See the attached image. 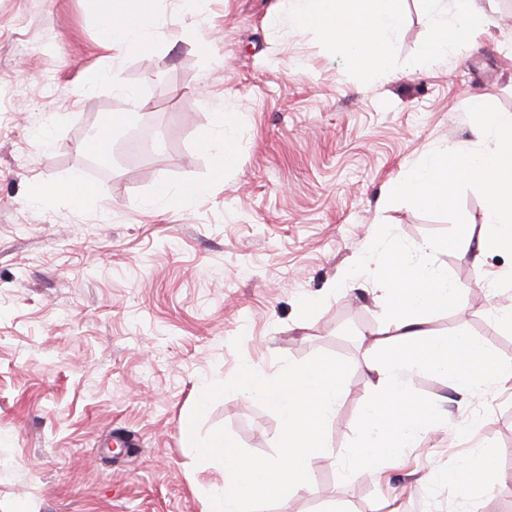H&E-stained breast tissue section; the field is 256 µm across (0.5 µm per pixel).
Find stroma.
Segmentation results:
<instances>
[{"label": "stroma", "instance_id": "obj_1", "mask_svg": "<svg viewBox=\"0 0 512 512\" xmlns=\"http://www.w3.org/2000/svg\"><path fill=\"white\" fill-rule=\"evenodd\" d=\"M278 0H153L163 27L193 36L113 59L99 44L92 0H0V512H204L224 484L220 463L199 472L181 427L204 381L240 363L277 372L319 353L351 373L327 424L326 457L311 482L271 512H374L413 489L404 512H512V489L461 498L429 482L466 453L488 447L512 475V388L454 390L434 374L411 386L441 401L446 426L406 449V466L377 484L343 467L360 439L373 330L384 308L373 273L346 280L353 262L391 238L416 247L485 232L483 194L458 185L433 211L391 197L402 170L443 146L474 149L472 96L512 113V0L447 60L420 63L430 21L403 0L388 64L371 81L312 32L268 23ZM115 73L145 106L117 130L108 164L86 145L102 117L127 100L89 71ZM238 113V163L210 183L200 142L212 114ZM50 127L48 145L33 138ZM80 173L99 188L74 205L31 201L29 187ZM192 178L208 192L185 208L145 210L159 182ZM460 290L432 315V334L461 331L512 362V330L489 305L512 307V254L481 261L433 253ZM346 281L340 295L332 283ZM241 338V349L231 342ZM474 439L461 433L473 418ZM224 427L245 449L273 455L279 418L230 393L199 427Z\"/></svg>", "mask_w": 512, "mask_h": 512}]
</instances>
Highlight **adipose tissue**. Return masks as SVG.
I'll use <instances>...</instances> for the list:
<instances>
[{
  "mask_svg": "<svg viewBox=\"0 0 512 512\" xmlns=\"http://www.w3.org/2000/svg\"><path fill=\"white\" fill-rule=\"evenodd\" d=\"M103 45L113 55L146 50L158 41L189 37L187 29H165L158 25L146 0H93ZM276 24L296 31L320 34L349 64L367 75L387 78L386 61L392 55L394 38L402 22L401 0H285ZM431 22L432 36L421 60L431 63L447 58L457 45L478 35L477 22L488 19L494 0H422ZM472 123L483 146L477 151L455 146L438 149L421 163L404 169L392 186L394 195L426 209L447 207L457 184L480 187L485 196L484 222L489 231L451 237L426 244V252L512 253V113L495 112L487 99L469 101ZM236 115L215 112L212 127L201 143L212 158L209 182L186 179L177 186L159 184L151 205L184 207L220 183L238 162ZM98 193L81 174L61 181L32 184L34 201L66 197L82 203ZM382 268L375 291L384 306L386 320L380 330L387 346L383 355L370 360L373 379L364 400L362 438L352 449L350 469H370L377 480H385L387 464L403 449L417 447L427 432L447 424L448 416L435 401L413 400L412 379L423 372L449 378L457 387L512 382V363L499 361L494 353L469 336L455 333L436 336L425 330L426 318L455 305L459 290L446 274L429 262L413 259L408 247L391 240L378 254ZM492 456L483 451L460 459L437 479L462 498L505 484L506 477L493 469Z\"/></svg>",
  "mask_w": 512,
  "mask_h": 512,
  "instance_id": "1",
  "label": "adipose tissue"
}]
</instances>
